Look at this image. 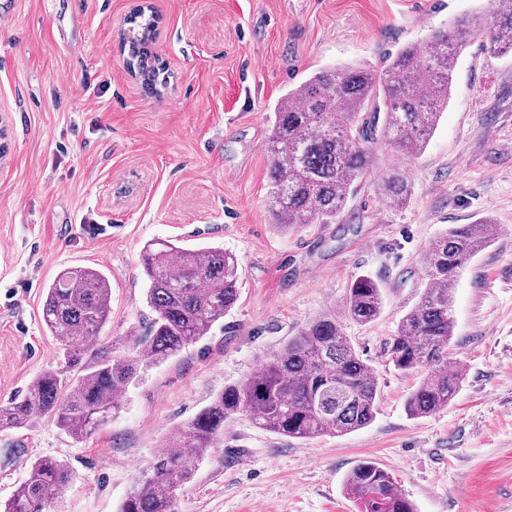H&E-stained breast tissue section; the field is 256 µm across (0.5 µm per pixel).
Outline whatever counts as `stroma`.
Here are the masks:
<instances>
[{
    "label": "stroma",
    "instance_id": "stroma-1",
    "mask_svg": "<svg viewBox=\"0 0 512 512\" xmlns=\"http://www.w3.org/2000/svg\"><path fill=\"white\" fill-rule=\"evenodd\" d=\"M158 20L159 94L131 75L121 33L136 6ZM488 0H0V401L59 364L42 322L46 288L68 267L111 288L103 343L145 334L152 317L145 244L221 246L240 295L209 336L151 367L91 435L53 418L0 428V501L31 463L70 466L54 512H118L143 469L225 387L242 382L308 322L340 309L350 284L375 279L385 304L345 326L379 383L367 427L291 439L246 415L195 462L174 512H360L344 486L360 459L394 478L417 512H512V53L473 37L424 152L376 148L372 183L333 224L288 232L269 214L267 142L280 97L315 71L382 65ZM401 165L404 207L374 184ZM492 218L497 234L453 286L452 403L405 410L416 377L385 347L425 287L431 240Z\"/></svg>",
    "mask_w": 512,
    "mask_h": 512
}]
</instances>
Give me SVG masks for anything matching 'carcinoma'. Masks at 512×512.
I'll list each match as a JSON object with an SVG mask.
<instances>
[{
	"label": "carcinoma",
	"instance_id": "cac0c4a2",
	"mask_svg": "<svg viewBox=\"0 0 512 512\" xmlns=\"http://www.w3.org/2000/svg\"><path fill=\"white\" fill-rule=\"evenodd\" d=\"M490 15H463L424 47L406 45L379 67L323 69L283 95L274 107L267 146L270 209L274 223L334 224L350 195L367 185L374 148L382 143L410 160L421 154L448 104L453 63L481 32L490 52L512 51V0H492ZM129 66L142 87L156 92L163 67L150 62L146 35L153 14L138 16ZM381 194L407 202L411 186L402 169L385 174ZM488 219L457 224L437 236L424 256L425 290L387 345L388 360L404 374L419 371L405 402L412 418L447 407L462 371L448 368L453 336L454 284L460 271L493 239ZM147 304L155 313L148 334L118 344L93 342L106 322L110 285L97 269L62 270L45 291L42 321L63 345L60 366L37 376L25 394L0 402V428L22 429L50 415L76 438L90 435L118 406L140 371L157 365L209 335L237 302L241 273L222 247L191 249L170 240L144 245ZM384 306L374 279H355L341 312L310 322L244 382L224 389L181 428L171 449L141 472L120 512H173L174 498L192 481V461L204 458L224 434V420L244 413L253 424L293 439L348 434L375 418L376 374L345 335L343 322L367 324ZM73 478L67 465L35 461L0 512H49ZM345 487L362 512H416L393 477L365 460L346 476Z\"/></svg>",
	"mask_w": 512,
	"mask_h": 512
}]
</instances>
